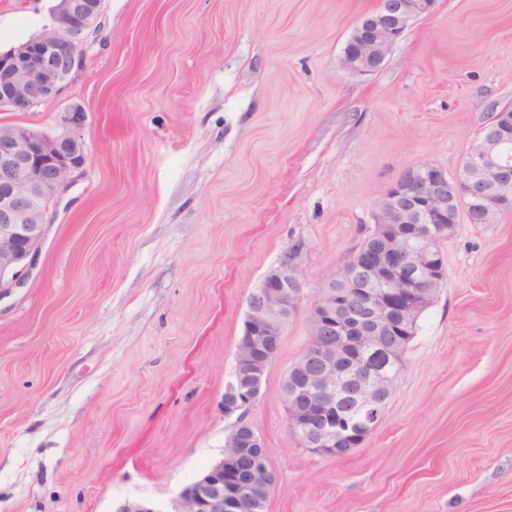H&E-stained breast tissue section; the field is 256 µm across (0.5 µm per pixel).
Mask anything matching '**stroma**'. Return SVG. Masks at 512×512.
Instances as JSON below:
<instances>
[{
    "mask_svg": "<svg viewBox=\"0 0 512 512\" xmlns=\"http://www.w3.org/2000/svg\"><path fill=\"white\" fill-rule=\"evenodd\" d=\"M0 0V51L52 22ZM380 0H104L54 100L0 112L52 130L81 102L89 160L50 205L37 268L0 299V512H174L224 454L249 293L300 239L301 308L246 420L268 512H512V212L461 220L384 414L341 459L288 427L305 309L423 162L449 175L512 104V0H435L371 75L340 65Z\"/></svg>",
    "mask_w": 512,
    "mask_h": 512,
    "instance_id": "35a3bbf8",
    "label": "stroma"
}]
</instances>
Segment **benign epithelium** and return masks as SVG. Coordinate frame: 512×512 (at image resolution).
<instances>
[{
    "label": "benign epithelium",
    "instance_id": "7a95c632",
    "mask_svg": "<svg viewBox=\"0 0 512 512\" xmlns=\"http://www.w3.org/2000/svg\"><path fill=\"white\" fill-rule=\"evenodd\" d=\"M434 0H381L361 18L340 58L357 75L379 71L413 18L430 11ZM52 24L27 41L0 52V111H26L59 96L86 61L90 38L103 28V0H54ZM88 113L78 102L58 112L51 131L0 124V297L22 287L35 270L51 226L49 204L84 172L88 154L83 138ZM507 132L490 118L481 139L466 152L464 169L450 176L421 163L389 186L376 202V224H409L406 235L383 236L365 257L355 251L324 280L307 310L310 341L291 365L284 405L289 429L303 447L330 458L356 446L359 429L336 425L339 408L353 393L363 414L384 409L397 372L362 363L376 353L387 360L400 350L397 336L414 325L432 303L447 272L432 246L453 234L465 207L471 224H489L512 209V162L499 157ZM305 248L293 241L264 274L247 299L242 335L236 345L235 383L224 392V416L237 415L234 428H246L244 413L259 399L271 356L269 339L281 340L302 296L299 258ZM243 438L228 435L221 459L179 492L175 512H237L253 495H271L275 478L252 487L224 476V464L242 454Z\"/></svg>",
    "mask_w": 512,
    "mask_h": 512
}]
</instances>
